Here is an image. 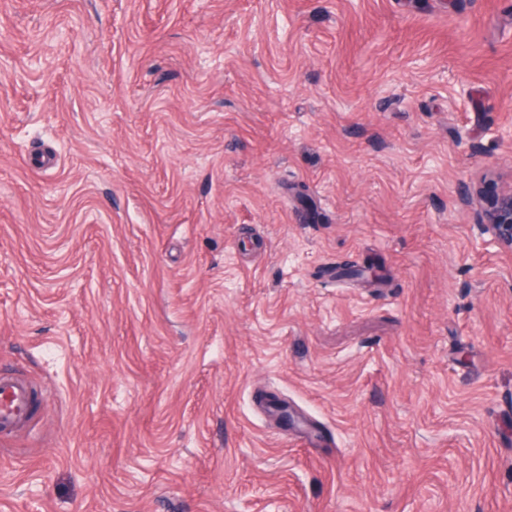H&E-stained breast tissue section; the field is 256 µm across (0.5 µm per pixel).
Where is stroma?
I'll return each instance as SVG.
<instances>
[{"instance_id": "obj_1", "label": "stroma", "mask_w": 512, "mask_h": 512, "mask_svg": "<svg viewBox=\"0 0 512 512\" xmlns=\"http://www.w3.org/2000/svg\"><path fill=\"white\" fill-rule=\"evenodd\" d=\"M512 0H0L7 512H512ZM479 224H487L491 243L495 246L512 248V189L494 199L485 211ZM31 390L21 381L0 375V428L29 417Z\"/></svg>"}]
</instances>
